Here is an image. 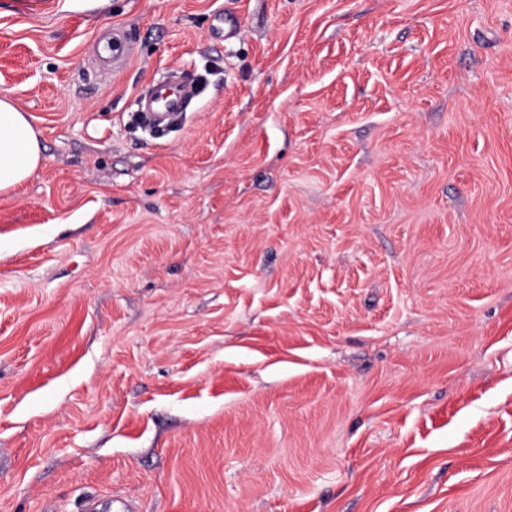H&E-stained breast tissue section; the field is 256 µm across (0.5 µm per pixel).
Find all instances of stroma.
<instances>
[{
	"label": "stroma",
	"mask_w": 512,
	"mask_h": 512,
	"mask_svg": "<svg viewBox=\"0 0 512 512\" xmlns=\"http://www.w3.org/2000/svg\"><path fill=\"white\" fill-rule=\"evenodd\" d=\"M0 95V512H512V0H0ZM196 97L190 77L169 71L140 93L136 111L144 114L152 128L160 132L184 120ZM41 162V145L31 123L8 96H0V192L22 185Z\"/></svg>",
	"instance_id": "stroma-1"
}]
</instances>
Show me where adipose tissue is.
<instances>
[{
  "label": "adipose tissue",
  "instance_id": "ef3b65f1",
  "mask_svg": "<svg viewBox=\"0 0 512 512\" xmlns=\"http://www.w3.org/2000/svg\"><path fill=\"white\" fill-rule=\"evenodd\" d=\"M41 162V145L31 123L8 96H0V192L22 185Z\"/></svg>",
  "mask_w": 512,
  "mask_h": 512
}]
</instances>
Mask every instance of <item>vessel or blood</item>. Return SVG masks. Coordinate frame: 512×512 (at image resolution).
<instances>
[{"label":"vessel or blood","instance_id":"obj_1","mask_svg":"<svg viewBox=\"0 0 512 512\" xmlns=\"http://www.w3.org/2000/svg\"><path fill=\"white\" fill-rule=\"evenodd\" d=\"M197 92L190 77L170 71L149 84L138 96V112L155 131H164L186 118Z\"/></svg>","mask_w":512,"mask_h":512}]
</instances>
